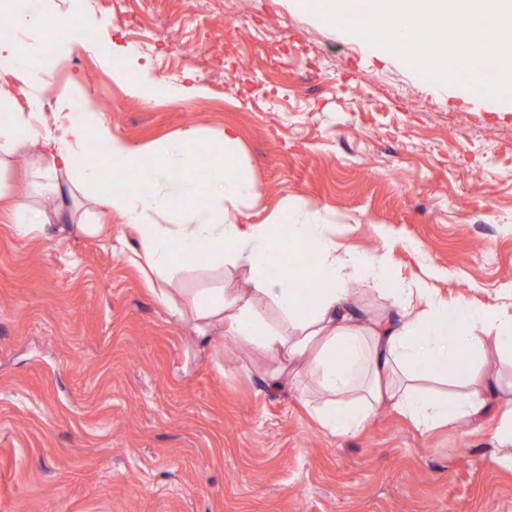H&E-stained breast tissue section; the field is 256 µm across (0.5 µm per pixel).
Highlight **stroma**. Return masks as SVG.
Masks as SVG:
<instances>
[{"label":"stroma","mask_w":512,"mask_h":512,"mask_svg":"<svg viewBox=\"0 0 512 512\" xmlns=\"http://www.w3.org/2000/svg\"><path fill=\"white\" fill-rule=\"evenodd\" d=\"M84 15L43 78L101 107L142 147L199 129L236 133L263 222L286 203L331 213L344 249L428 273L448 303L512 296V107L424 79L291 0H51ZM156 76L204 85L145 101L112 77L90 34ZM111 235L15 236L0 213V512H512L494 465L495 414L417 429L375 412L356 436L323 432L318 393L274 385L267 355L175 319ZM175 303L233 292L241 268L176 264Z\"/></svg>","instance_id":"obj_1"}]
</instances>
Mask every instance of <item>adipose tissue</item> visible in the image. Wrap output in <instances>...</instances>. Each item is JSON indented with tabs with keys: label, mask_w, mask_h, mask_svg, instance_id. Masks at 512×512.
<instances>
[{
	"label": "adipose tissue",
	"mask_w": 512,
	"mask_h": 512,
	"mask_svg": "<svg viewBox=\"0 0 512 512\" xmlns=\"http://www.w3.org/2000/svg\"><path fill=\"white\" fill-rule=\"evenodd\" d=\"M0 21L20 33L0 41V204L10 203L15 234L52 228L96 238L106 227L91 218L108 208L137 231L139 247L128 259L144 268L165 306L175 258L243 267L246 287L230 294L208 288L189 296L186 307L196 319H220L225 338L263 351L282 367L306 369L324 396L313 414L326 433L356 435L382 407L426 431L456 427L482 419L496 403L503 414L493 461L512 468V382L490 383L483 372L489 355L512 361V301L448 306L423 276L392 267L384 254L341 251L328 223L300 218L290 205L252 223L240 204L257 188L235 160L234 131L225 130L205 156L192 127L155 145L132 146L87 98L50 95L43 81L51 63L44 33L78 30L75 15L53 12L48 0H0ZM112 74L146 100H176L190 91L157 79L149 64L130 62L118 44ZM20 90L27 111H9ZM50 96L55 105L48 112ZM21 160L31 174L18 186L11 173ZM102 160L111 163L118 183L103 177ZM288 240L312 248L317 264L285 262ZM355 277L385 301L378 318H365ZM263 299L280 311L282 326L267 323ZM452 361L461 364L463 390L448 400L427 384L447 377Z\"/></svg>",
	"instance_id": "ef3b65f1"
}]
</instances>
